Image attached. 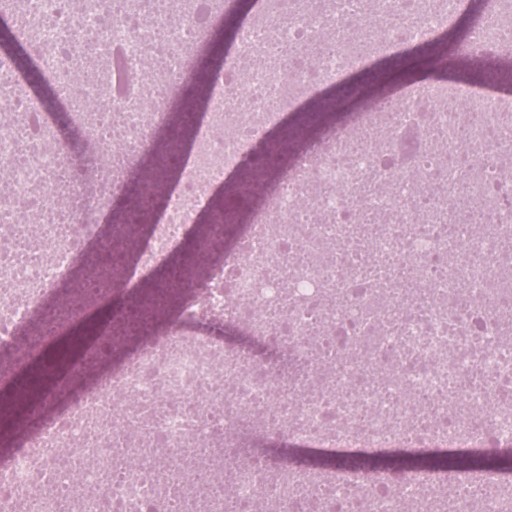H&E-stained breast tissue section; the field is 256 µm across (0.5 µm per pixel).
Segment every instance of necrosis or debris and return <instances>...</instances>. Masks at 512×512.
Segmentation results:
<instances>
[{"instance_id":"1","label":"necrosis or debris","mask_w":512,"mask_h":512,"mask_svg":"<svg viewBox=\"0 0 512 512\" xmlns=\"http://www.w3.org/2000/svg\"><path fill=\"white\" fill-rule=\"evenodd\" d=\"M215 0H20L14 26L61 97L0 66V355L84 247L117 286L159 264L297 101L432 39L463 0H280L240 32L178 189L133 257L106 193L152 150ZM512 47V12L470 33ZM126 78L114 90V57ZM107 155L104 171L91 165ZM512 98L464 83L372 103L303 150L166 332L112 361L0 457V512H512V474L353 479L320 448L512 444ZM246 343L225 346V325ZM270 448H288L286 450V457L288 459V462L291 461H300L305 462L306 460L310 459L311 453H314L315 450H325V451H335L336 450H351V451H365V452H371L374 450V448H314L309 445H291V446H283L281 444H272Z\"/></svg>"}]
</instances>
